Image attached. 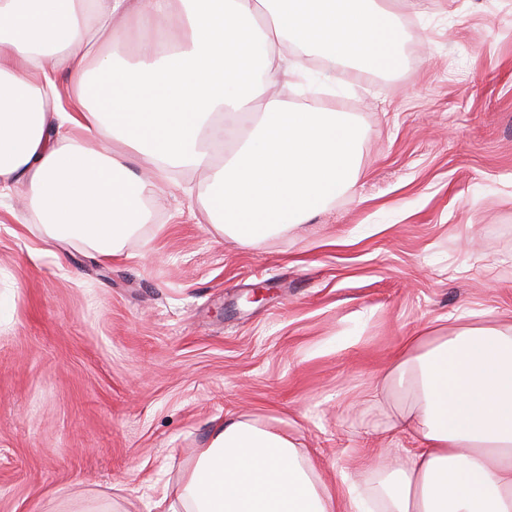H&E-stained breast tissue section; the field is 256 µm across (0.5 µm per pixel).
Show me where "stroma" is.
I'll return each instance as SVG.
<instances>
[{"instance_id":"obj_1","label":"stroma","mask_w":512,"mask_h":512,"mask_svg":"<svg viewBox=\"0 0 512 512\" xmlns=\"http://www.w3.org/2000/svg\"><path fill=\"white\" fill-rule=\"evenodd\" d=\"M404 63L288 75L359 125L353 186L257 242L215 232L208 174L106 259L0 197V512H157L225 418L278 419L326 483L413 440L374 395L424 327L512 321V0H398Z\"/></svg>"}]
</instances>
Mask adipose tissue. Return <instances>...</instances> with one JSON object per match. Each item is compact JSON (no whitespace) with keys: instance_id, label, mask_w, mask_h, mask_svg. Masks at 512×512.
Wrapping results in <instances>:
<instances>
[{"instance_id":"adipose-tissue-1","label":"adipose tissue","mask_w":512,"mask_h":512,"mask_svg":"<svg viewBox=\"0 0 512 512\" xmlns=\"http://www.w3.org/2000/svg\"><path fill=\"white\" fill-rule=\"evenodd\" d=\"M402 32L391 0H0V192L28 185L50 238L110 257L170 172L204 170L214 229L259 241L340 194L360 140L332 108L279 98L289 46L390 72ZM131 35L132 61L99 48ZM237 116L252 130L215 164ZM379 386L416 441L390 472L327 487L288 432L240 415L167 512H512V324L408 337Z\"/></svg>"}]
</instances>
